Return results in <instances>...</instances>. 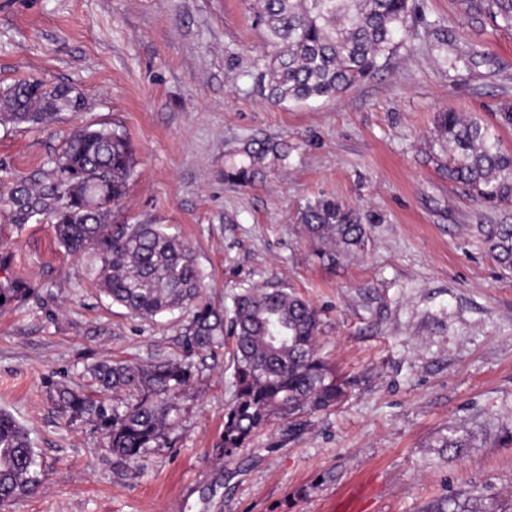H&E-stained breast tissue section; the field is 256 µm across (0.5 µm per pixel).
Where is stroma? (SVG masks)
Returning a JSON list of instances; mask_svg holds the SVG:
<instances>
[{
  "mask_svg": "<svg viewBox=\"0 0 512 512\" xmlns=\"http://www.w3.org/2000/svg\"><path fill=\"white\" fill-rule=\"evenodd\" d=\"M415 33L336 99L282 106L257 86L270 55L251 0H0V93L25 79L73 88L79 109L0 125V188L42 186L75 130L127 137L134 168L115 224H159L192 247L203 296L295 292L320 312V355L349 396L272 422L222 460L229 354L195 356L181 416L141 474L115 467L89 424L65 425L57 385L106 359L178 354L189 312L146 320L100 293L93 252L66 254L52 224L0 209V411L28 432L44 480L12 512H429L444 498L512 512V275L484 243L512 202H474L441 166L435 117L497 125L512 151V28L466 0H417ZM288 143L255 185L224 173L251 140ZM331 197L366 224L365 250L322 259L299 217ZM468 439L444 448L441 438Z\"/></svg>",
  "mask_w": 512,
  "mask_h": 512,
  "instance_id": "obj_1",
  "label": "stroma"
}]
</instances>
